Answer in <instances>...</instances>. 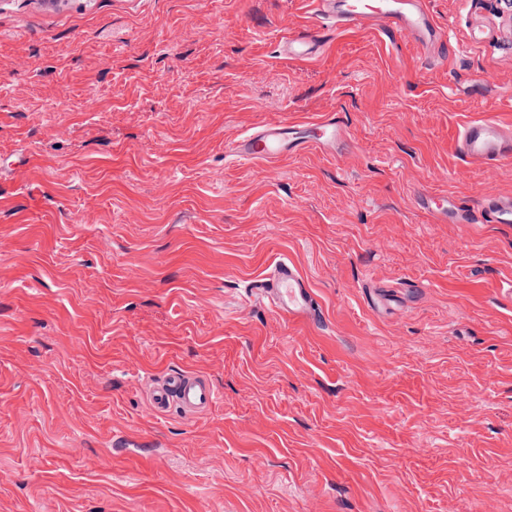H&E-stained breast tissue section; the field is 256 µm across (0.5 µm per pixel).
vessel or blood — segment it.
<instances>
[{
    "instance_id": "b4317fda",
    "label": "vessel or blood",
    "mask_w": 512,
    "mask_h": 512,
    "mask_svg": "<svg viewBox=\"0 0 512 512\" xmlns=\"http://www.w3.org/2000/svg\"><path fill=\"white\" fill-rule=\"evenodd\" d=\"M316 23L283 40L284 55L298 60L317 56L336 32L370 27L412 38L426 48L444 47L445 34L434 23L426 0H312ZM347 137V128L336 114L302 123L267 124L238 135L225 150L226 156L249 165H272L312 149L335 152ZM463 158L487 169L512 160V127L492 116L468 121L458 134ZM418 205L439 221L449 224H502L512 226V197L487 195L477 208L447 196L425 194ZM247 297L264 300L271 311L290 322H308L318 316L312 290L297 265L288 259L274 260L265 276L252 283ZM217 400L213 386L201 376L176 371L150 387V405L159 415L180 408L194 416Z\"/></svg>"
}]
</instances>
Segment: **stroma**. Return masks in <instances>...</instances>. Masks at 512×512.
<instances>
[{
	"instance_id": "obj_1",
	"label": "stroma",
	"mask_w": 512,
	"mask_h": 512,
	"mask_svg": "<svg viewBox=\"0 0 512 512\" xmlns=\"http://www.w3.org/2000/svg\"><path fill=\"white\" fill-rule=\"evenodd\" d=\"M444 54L367 28L279 53L310 0H0V512H512V195L455 149L512 125V12L428 0ZM349 137L224 160L269 122ZM288 256L316 324L243 304ZM206 377V412L151 381ZM418 205L444 223L512 226V197L486 195L476 209H471L449 196L424 194ZM216 400L213 386L203 377L189 372L168 373L150 386V405L158 415L177 406L184 415L194 416L208 410Z\"/></svg>"
}]
</instances>
